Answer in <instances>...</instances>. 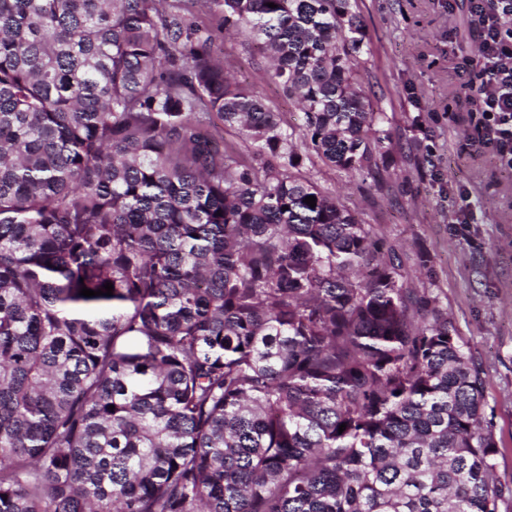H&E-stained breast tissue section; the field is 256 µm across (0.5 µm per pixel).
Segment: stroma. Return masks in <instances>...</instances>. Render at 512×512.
Listing matches in <instances>:
<instances>
[{"label": "stroma", "instance_id": "obj_1", "mask_svg": "<svg viewBox=\"0 0 512 512\" xmlns=\"http://www.w3.org/2000/svg\"><path fill=\"white\" fill-rule=\"evenodd\" d=\"M365 35L358 84L389 137L380 169L349 175L322 162L299 177L335 195L384 246L398 249L410 287L438 295L487 373L486 419L512 483V171L463 89L480 78V27L466 0H358ZM233 79L285 121L292 100L266 78L245 33L216 42ZM427 268H419L420 256Z\"/></svg>", "mask_w": 512, "mask_h": 512}]
</instances>
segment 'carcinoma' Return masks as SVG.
I'll use <instances>...</instances> for the list:
<instances>
[{"instance_id": "cac0c4a2", "label": "carcinoma", "mask_w": 512, "mask_h": 512, "mask_svg": "<svg viewBox=\"0 0 512 512\" xmlns=\"http://www.w3.org/2000/svg\"><path fill=\"white\" fill-rule=\"evenodd\" d=\"M357 2L205 0L297 130L185 0H0V512H512L448 309L293 174L383 159ZM217 53H221L229 65L233 79L256 92L274 112L291 124H300V113L292 100L271 84L266 78L267 59L247 33L228 35L215 42Z\"/></svg>"}]
</instances>
